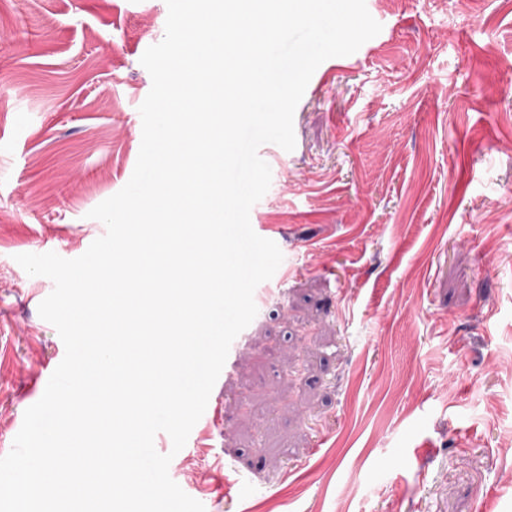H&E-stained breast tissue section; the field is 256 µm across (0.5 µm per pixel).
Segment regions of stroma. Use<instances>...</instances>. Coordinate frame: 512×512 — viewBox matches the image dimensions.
Returning <instances> with one entry per match:
<instances>
[{
    "label": "stroma",
    "instance_id": "obj_1",
    "mask_svg": "<svg viewBox=\"0 0 512 512\" xmlns=\"http://www.w3.org/2000/svg\"><path fill=\"white\" fill-rule=\"evenodd\" d=\"M382 29L266 145L287 280L170 477L206 512H512V0H366ZM165 0H0V456L64 344L19 254L74 259L131 178Z\"/></svg>",
    "mask_w": 512,
    "mask_h": 512
}]
</instances>
